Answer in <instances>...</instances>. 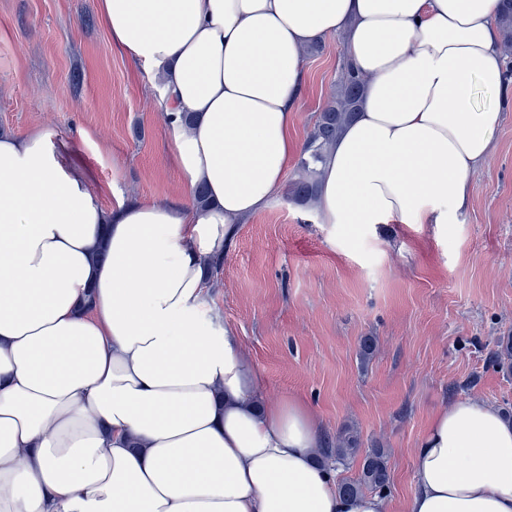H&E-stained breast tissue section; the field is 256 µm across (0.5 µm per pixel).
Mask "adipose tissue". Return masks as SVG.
Listing matches in <instances>:
<instances>
[{
  "label": "adipose tissue",
  "mask_w": 512,
  "mask_h": 512,
  "mask_svg": "<svg viewBox=\"0 0 512 512\" xmlns=\"http://www.w3.org/2000/svg\"><path fill=\"white\" fill-rule=\"evenodd\" d=\"M97 10L161 90L187 194L108 211L54 132L0 134V512H387L339 491L305 403L263 396L207 263L282 193L304 50L339 34L366 82L318 165L320 222L456 223L501 123L476 104L505 82L501 0ZM413 473L408 512H512V421L454 401Z\"/></svg>",
  "instance_id": "1"
}]
</instances>
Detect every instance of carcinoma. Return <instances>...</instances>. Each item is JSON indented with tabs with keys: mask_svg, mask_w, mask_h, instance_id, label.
Returning a JSON list of instances; mask_svg holds the SVG:
<instances>
[{
	"mask_svg": "<svg viewBox=\"0 0 512 512\" xmlns=\"http://www.w3.org/2000/svg\"><path fill=\"white\" fill-rule=\"evenodd\" d=\"M504 2L506 5L501 13L504 26L503 51L512 54V0ZM362 86L363 78L349 65H344L336 96L321 113L314 126L299 160L296 178L289 185L288 195L295 201L307 203L317 196L318 179L315 164L324 158L329 146L352 118L360 100ZM494 357L501 369L512 373V336L498 338ZM358 453L357 440L352 436L340 434L336 437V447L324 452V457H332L336 462L343 463L356 457ZM389 479L388 453L386 449L377 446L362 456L359 478L341 483L339 491L346 495L360 494L366 488L384 491L388 487Z\"/></svg>",
	"mask_w": 512,
	"mask_h": 512,
	"instance_id": "cac0c4a2",
	"label": "carcinoma"
}]
</instances>
